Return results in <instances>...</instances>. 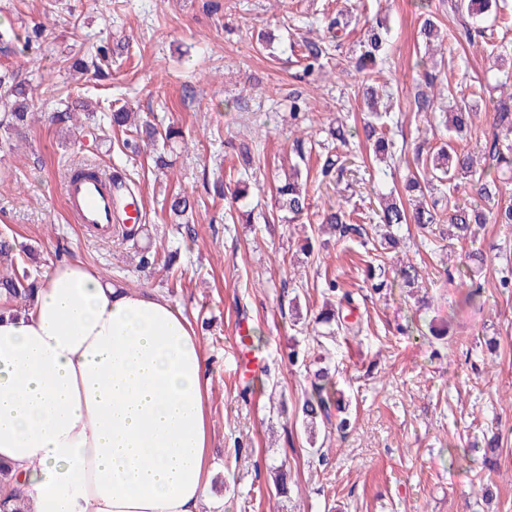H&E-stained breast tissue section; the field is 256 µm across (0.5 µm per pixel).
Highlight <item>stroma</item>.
Listing matches in <instances>:
<instances>
[{"instance_id": "stroma-1", "label": "stroma", "mask_w": 512, "mask_h": 512, "mask_svg": "<svg viewBox=\"0 0 512 512\" xmlns=\"http://www.w3.org/2000/svg\"><path fill=\"white\" fill-rule=\"evenodd\" d=\"M455 0H0V29L18 34L38 26L39 44L0 57L37 82L30 110L35 119L16 150L0 152V236L28 252L26 263L46 274L59 261L79 260L108 283L161 296L195 329L210 379L208 512H512V288L499 281L512 271V227L486 225L476 244L444 240L428 251L415 226L402 227L400 245L376 255L367 237L307 240L325 201L370 213L379 194L400 186L414 169V147L423 117L409 101L424 54L419 29L426 16L448 32L464 17ZM344 10L348 33L333 52L329 72L306 84L296 77L291 43L318 36L322 15ZM386 15L389 59L374 74L401 108L391 134L402 154L383 162L348 146L363 184L343 178L335 190L311 193V211L300 218L265 221L276 188L289 171L294 137L326 139L330 123L362 124L367 107L359 89L364 73L351 58L365 17ZM484 43L449 42L440 66L455 97L477 112L470 133L455 149L482 153L491 138L493 109L512 93V29L486 17ZM128 41L129 51L111 74L67 72L63 59L87 49ZM49 82H40L43 74ZM80 89L95 116L114 100L140 117L175 125L186 143L165 149L167 168L152 152L125 150L123 133L103 122L97 137L49 125L62 91ZM310 103L294 120L288 96ZM254 155L249 196L241 210L252 221H231V198L216 200L213 184L245 168ZM90 163L121 173L135 191L145 222L137 239L91 235L68 218L62 184L70 169ZM194 203L189 224H177L165 206L174 193ZM160 263L138 266L142 249ZM479 249L483 264L468 254ZM176 253L174 267L164 257ZM387 273L397 262L421 275L417 294L393 286L373 290L370 261ZM473 269L484 285L481 306L463 307L450 273ZM336 278L352 294L360 341L342 337L317 345L314 319L338 304L325 290ZM447 327L434 339L430 327ZM317 356L329 349L345 392L347 433L328 424L326 462H319L301 429L299 407L308 386L293 349ZM502 436L498 469L488 487L473 471L450 465L448 451L468 448L473 458L493 434ZM284 467L292 491L276 496L275 467Z\"/></svg>"}]
</instances>
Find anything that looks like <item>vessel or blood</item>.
<instances>
[{"label": "vessel or blood", "instance_id": "b4317fda", "mask_svg": "<svg viewBox=\"0 0 512 512\" xmlns=\"http://www.w3.org/2000/svg\"><path fill=\"white\" fill-rule=\"evenodd\" d=\"M62 192L72 223L101 236L111 235L116 219L110 175L100 172L93 177H68Z\"/></svg>", "mask_w": 512, "mask_h": 512}]
</instances>
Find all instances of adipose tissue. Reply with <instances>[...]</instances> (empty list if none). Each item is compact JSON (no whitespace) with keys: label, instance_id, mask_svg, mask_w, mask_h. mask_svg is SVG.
<instances>
[{"label":"adipose tissue","instance_id":"ef3b65f1","mask_svg":"<svg viewBox=\"0 0 512 512\" xmlns=\"http://www.w3.org/2000/svg\"><path fill=\"white\" fill-rule=\"evenodd\" d=\"M208 386L179 309L82 262L0 305V464L33 512H204Z\"/></svg>","mask_w":512,"mask_h":512}]
</instances>
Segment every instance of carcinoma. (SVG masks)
<instances>
[{
	"instance_id": "carcinoma-1",
	"label": "carcinoma",
	"mask_w": 512,
	"mask_h": 512,
	"mask_svg": "<svg viewBox=\"0 0 512 512\" xmlns=\"http://www.w3.org/2000/svg\"><path fill=\"white\" fill-rule=\"evenodd\" d=\"M497 4V0H456L455 8L458 12L467 15L472 20V26L459 33L460 39L473 44L475 38L484 34V29L476 26L486 17L489 8ZM341 13L327 15L323 18L325 37L319 40L304 39L298 44V57L301 67L299 79L310 82L324 73V68L331 60V43L341 40L344 25L340 20ZM390 29L386 17L375 14L364 20L363 33L358 40L359 50L355 51L354 67L364 71L376 65L381 58L385 46L389 41ZM419 37L425 45L438 41L441 38V29L431 18L424 19ZM116 50L105 45L96 47L89 60L77 59L72 67L82 72L93 70L101 73L112 68V59ZM438 75L427 64H422V80L417 84L411 108L419 113L426 114L434 111L435 95L428 91L437 86ZM31 92L29 80L15 69L0 70V131L5 137L0 139V149H13V139L25 136L29 116V103L27 95ZM364 101L367 102L369 117L363 120L361 126H347L340 124L328 129L330 138L346 146L353 140L368 147L375 156L382 159L394 160L397 158L396 142L389 137L388 119L390 114L377 110V90L374 86L366 84L362 87ZM61 108L53 112L50 121L54 125L76 126L77 115L88 111V102L80 93L69 92L60 99ZM451 119L444 121V128L457 136L466 132L472 126L475 112L466 102L455 104ZM129 112L123 106L113 108L111 113L112 129L126 130L132 126L128 123ZM134 127L132 140L125 142V147L137 153L140 144L157 145L167 143L176 138L183 137L181 130L172 125L159 129L149 120H143ZM494 129L493 138L485 145V155L488 162L483 164V172H478L476 156L468 152H458L454 147L443 144L439 147L428 145V140L420 141L415 151L416 170L408 173L404 183V190L408 193L418 192L420 200L412 209H406L402 203L387 200L381 205L377 224L374 225V235L381 249L387 250L397 244L399 237L394 229L403 224H413L420 232L444 237L442 225L451 229L450 236L456 240L478 239L480 231L487 224H505L512 227V204H494L489 208L478 205H461L451 202L441 186L447 181H455L453 188H458L456 182L465 181L471 193L489 203L500 196V188L496 173L504 169H512V107L507 103L500 104L494 109L492 117ZM311 141L295 138L291 146V154L295 158L292 173L288 181L277 187L275 208L279 213H285L292 218L304 214L309 209L308 188L299 183L301 176L300 164L305 162L307 155L312 153ZM348 158L336 153L328 154L315 178L317 185H322L336 177H344L348 171ZM113 189L116 191L115 209L124 212L125 208L134 200L131 187L119 176L113 178ZM169 211L176 217H186L193 211V204L186 195L176 194L169 203ZM328 228L345 237L350 233L363 234V229L347 223L346 213L341 209L329 207L321 211L318 224L310 226V230ZM37 275L27 269L12 271L0 275V297L8 304L25 308L34 300ZM316 323L328 328L326 335H335V327L349 328L353 323L348 316L340 315L335 310H322L316 316ZM316 368L309 376V390L301 406L302 426L306 433L309 445L319 457H325L323 448L317 445L316 431L318 427L330 420L331 407L336 411L342 410V394L337 388L335 374L331 368L324 364V358L317 356L314 359ZM500 455L499 439L488 441L482 454V471L476 474L478 481L482 482L495 471L497 459ZM0 512H31L30 505L25 500L18 477L7 468L0 467Z\"/></svg>"
}]
</instances>
